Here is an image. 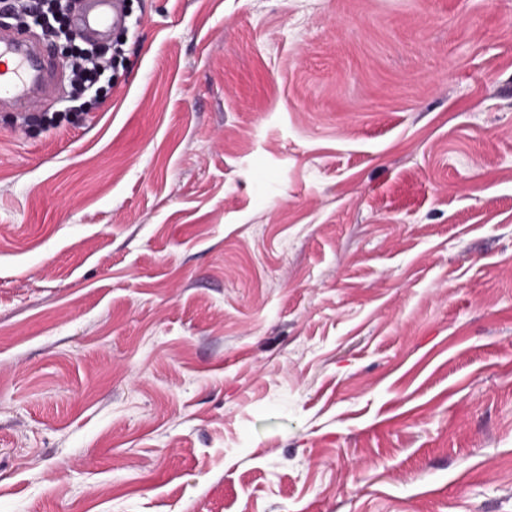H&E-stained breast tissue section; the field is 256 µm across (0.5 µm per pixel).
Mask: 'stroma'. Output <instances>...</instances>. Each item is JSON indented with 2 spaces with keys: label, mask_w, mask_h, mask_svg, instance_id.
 Returning <instances> with one entry per match:
<instances>
[{
  "label": "stroma",
  "mask_w": 512,
  "mask_h": 512,
  "mask_svg": "<svg viewBox=\"0 0 512 512\" xmlns=\"http://www.w3.org/2000/svg\"><path fill=\"white\" fill-rule=\"evenodd\" d=\"M0 106V512H512V0H127ZM41 7L34 10L31 0H3L15 16L18 26L27 29L30 22L40 27L42 34L51 39L63 35L71 43V54L68 70L70 73L71 95L73 102L84 99L94 87L106 79L108 86L112 81L113 65L121 57L122 49L116 43L113 47L93 46L81 39L68 24L70 12L69 1L73 0H40ZM79 40L84 46L76 44ZM110 72L109 76L106 74ZM103 86L94 89L88 100L81 102L77 108L94 107L99 104Z\"/></svg>",
  "instance_id": "obj_1"
}]
</instances>
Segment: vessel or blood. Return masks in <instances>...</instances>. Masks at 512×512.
<instances>
[{"label":"vessel or blood","mask_w":512,"mask_h":512,"mask_svg":"<svg viewBox=\"0 0 512 512\" xmlns=\"http://www.w3.org/2000/svg\"><path fill=\"white\" fill-rule=\"evenodd\" d=\"M125 0H83L78 27L90 38L103 39L121 29ZM57 65L40 43L22 33L0 32V104L23 112L43 102L55 86Z\"/></svg>","instance_id":"vessel-or-blood-1"}]
</instances>
